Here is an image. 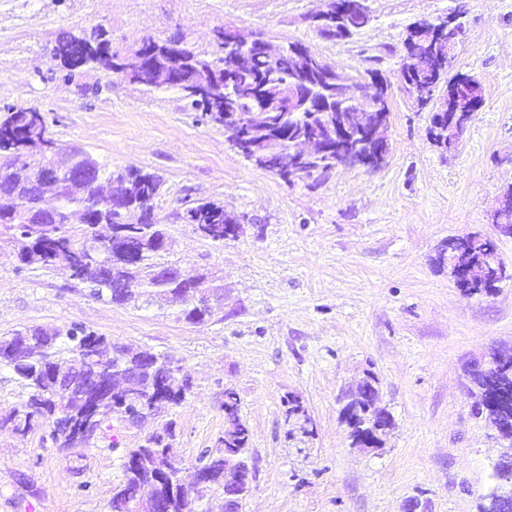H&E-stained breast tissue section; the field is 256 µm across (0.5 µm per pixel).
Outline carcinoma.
<instances>
[{"instance_id": "1", "label": "carcinoma", "mask_w": 512, "mask_h": 512, "mask_svg": "<svg viewBox=\"0 0 512 512\" xmlns=\"http://www.w3.org/2000/svg\"><path fill=\"white\" fill-rule=\"evenodd\" d=\"M169 42L144 40L131 55L112 53L104 33L80 36L69 33L60 37L54 48L55 60L67 81L81 74L71 64L72 54L83 51L84 66L130 76V82L150 88H175L188 101L200 118L211 124L224 125V83L226 81L223 43L211 53L186 48L182 56L172 59ZM419 53L413 64L401 62L398 80L404 91L410 86L428 88L424 110L434 111L440 89L429 87L431 69L435 65V50L431 40L421 38ZM304 68L298 56L282 47L274 58L261 54L251 59L249 76L239 77L240 107L249 99L262 95L282 99L289 81ZM208 83L207 94H193L201 80ZM0 121V154L6 156L0 165V233L5 232L19 244L18 259L23 264L62 266L69 279L84 285L93 297L116 305H136L152 298H162L179 306L178 318L190 324H203L213 311L207 298L223 295L218 279L206 274L183 271L163 278L160 267H175L169 260V236L165 225L143 222L142 210L147 202L160 195L163 179L155 173L128 169L108 171L97 165L67 193L48 190L52 199L49 208L56 222L26 224L14 219L20 199L29 188L48 179L51 156L43 151L50 136L45 118L28 108L6 105ZM244 125L237 138L225 136L241 156L255 169L265 168L263 156L275 153L288 157L279 142L277 132L286 131L288 139L298 135L328 137L336 117L358 125L363 118L340 109L335 112H269L263 117L241 113ZM332 165L331 156L320 154L298 168L295 181L320 177ZM110 184L109 194L122 196L125 211H103L98 207L103 197L101 180ZM177 219L189 224L202 238L222 244L237 237L240 217L224 210L213 199H197L187 205ZM497 253L494 240L481 236L464 247L459 256L464 267L483 269L490 254ZM108 265L129 287L119 288L114 277L106 276ZM489 352V360L470 372V393L476 398V414L498 426L503 438L512 441V400L502 401L500 393L512 392V365L506 366ZM96 366L106 383L103 391L85 397L69 396L62 385L73 376L82 361ZM9 370L28 391L27 400L0 418V429L8 428L24 437L37 426L49 428L48 437L60 448H76L82 426L90 420L109 426L114 411L113 402L120 400L130 412L149 407L156 402L179 406L186 401L191 383L181 375L174 361L148 350H134L112 338L99 335L87 327L73 323L66 330L32 327L0 336V369ZM376 383L365 382L348 396L342 416L350 428L352 445L365 448L369 433L378 424L393 425L390 414L373 409L371 394ZM174 431L168 423L162 431L145 438L136 448L127 449L123 456L121 482L112 490L110 512H132L133 500L152 484L168 465L172 456ZM250 431L239 416V400L232 390L224 391V436L226 450L208 463L212 472L213 489L224 487V465L245 459ZM208 492L188 498L177 487L162 491L166 512H198Z\"/></svg>"}]
</instances>
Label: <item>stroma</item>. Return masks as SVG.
<instances>
[{"label":"stroma","mask_w":512,"mask_h":512,"mask_svg":"<svg viewBox=\"0 0 512 512\" xmlns=\"http://www.w3.org/2000/svg\"><path fill=\"white\" fill-rule=\"evenodd\" d=\"M370 20L345 41L311 21L325 0H0V106L41 112L55 141L107 169L160 175L154 203L171 261L224 279V303L203 324L155 302L91 297L59 270L21 265L0 235V336L77 322L135 349L171 357L192 380L180 406L136 428L112 420L89 448L61 452L44 429L0 431V512H108L121 451L166 423L191 477L223 450L224 392L240 400L253 470L243 512H480L507 446L473 414L467 370L491 349L512 351V236L491 224L512 186V0H368ZM465 10L455 68L486 96L454 151L430 138L431 115L395 88L407 28ZM300 42L331 68L364 74L368 58L392 81L389 153L382 167L340 169L289 184L253 168L175 89L150 90L100 70L63 80L52 58L61 33L102 28L113 53L143 40L216 48L222 28ZM210 198L241 216L217 245L178 220ZM493 237L508 276L464 296L441 248ZM393 422L378 448H355L342 397L366 373ZM296 399L306 415L286 418Z\"/></svg>","instance_id":"35a3bbf8"}]
</instances>
